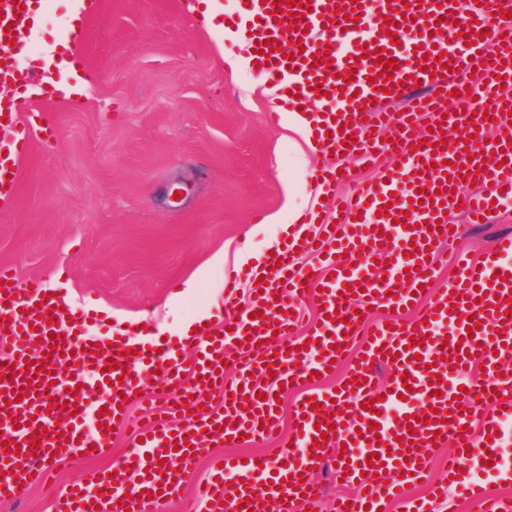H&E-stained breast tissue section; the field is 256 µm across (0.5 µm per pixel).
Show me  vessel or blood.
<instances>
[{
  "mask_svg": "<svg viewBox=\"0 0 512 512\" xmlns=\"http://www.w3.org/2000/svg\"><path fill=\"white\" fill-rule=\"evenodd\" d=\"M306 12L295 24L281 22L266 0L240 7L237 29L257 50L258 63L278 91L280 113H323L321 153L359 155L374 163L390 154L385 181L363 190L342 209L337 223L322 226L323 240L276 249L269 258L272 285L255 293L232 327L207 326L180 339L192 349L185 372L177 349L151 348L148 336L93 337L97 314L52 297L37 278L25 280L0 267V407L9 406L15 428L0 434V497L15 493L33 464L61 463L105 452L107 430L125 418L129 400L154 402L164 389L181 386V402L193 412L174 428L157 418L138 428L122 459L127 483L99 477L94 485L60 493L54 512H150L161 497L178 495L187 467L213 444L277 430L274 391H301L295 411L301 434L297 454L259 460L225 458L212 467L201 496L207 512H299L319 490L311 479L317 466L314 444L327 433L333 447H346L336 475L352 486L333 512H378L388 501L405 512H429L428 500L412 499L413 479L425 478L434 445L453 443L439 490L457 483L459 469L473 512H512V500L485 484L494 476L512 483V460L502 448L505 420L512 419V236L496 241L478 260L458 258L452 287L430 289L428 278L439 248L452 235L446 214L448 190L461 187V172L473 173L484 193L466 198L471 221L494 205L512 201V0H301ZM346 18H338V10ZM444 27H436L437 19ZM41 19L38 0H0V75L13 69L17 52L28 50L30 30ZM67 52L41 51L24 79L41 86L45 74L71 82L70 54L84 45L78 27L63 35ZM395 60L386 73L378 59ZM454 60L455 71L443 69ZM479 68L480 89L464 80ZM393 77L405 113L381 112L383 92L373 79ZM426 93L411 95L415 84ZM459 92L461 101L482 99L475 111L435 113L441 130L414 128L416 113L428 111L433 93ZM14 99L0 97V120L10 126L0 141V201L12 198L17 162L32 146L38 128L19 119ZM392 126V141L372 132ZM481 141L474 157L464 153L467 137ZM405 223H396L398 213ZM317 251V265L295 264L296 251ZM385 254V263L372 259ZM321 312L305 336L294 335L304 300ZM416 306L409 324L389 321L372 334L362 355L350 350L362 334L367 306ZM245 356L236 371L222 368L227 349ZM117 368L107 369L109 360ZM348 360L349 381L339 390L319 389L315 376L332 361ZM387 364L389 379L377 388L374 368ZM270 388H263V378ZM224 399L220 412L200 411V392ZM373 410H364V402ZM387 481H380V474Z\"/></svg>",
  "mask_w": 512,
  "mask_h": 512,
  "instance_id": "obj_1",
  "label": "vessel or blood"
}]
</instances>
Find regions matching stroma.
<instances>
[{
    "instance_id": "stroma-1",
    "label": "stroma",
    "mask_w": 512,
    "mask_h": 512,
    "mask_svg": "<svg viewBox=\"0 0 512 512\" xmlns=\"http://www.w3.org/2000/svg\"><path fill=\"white\" fill-rule=\"evenodd\" d=\"M200 0H102L86 26L87 60L98 74L87 96H58L40 87L31 96L18 81L8 94L24 112L41 113V127L18 165L17 195L0 213V265L22 277L57 287L64 272L67 301L97 310L113 331L131 319L179 338L197 306L182 296L183 282L216 251L224 269L206 280L209 293L223 292L226 276L243 288L224 305L233 317L251 296V273L239 246L270 251L283 238L289 216L317 207L324 223L336 219L335 200L320 199L311 179L289 189L297 152L313 174L342 170L337 197L354 198L376 182L379 167L353 156H330L307 146L289 130L287 116L269 123L274 105L264 74L240 76L231 60L248 55L239 37L222 36L197 15ZM263 229L253 233L252 216ZM449 219L458 236L435 265L438 287L452 286L454 260L479 257L492 241L512 233V203L488 224H469L463 211ZM132 440L117 426L109 451L75 467L55 469V484L27 480L19 498L0 501V512H51L52 490L112 471ZM273 441L260 437L214 446L210 458L190 465L178 498L158 502L157 512H206L193 497L211 457L268 455Z\"/></svg>"
}]
</instances>
